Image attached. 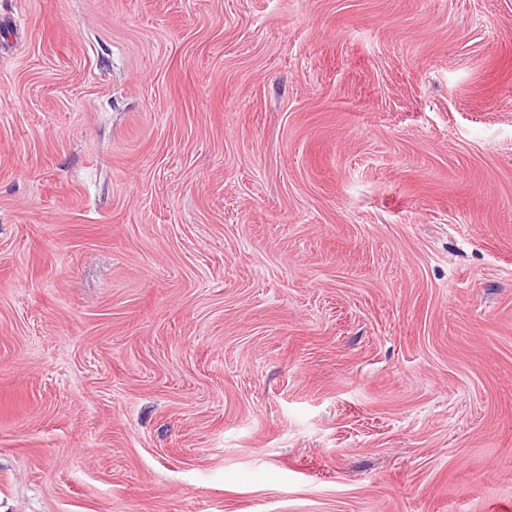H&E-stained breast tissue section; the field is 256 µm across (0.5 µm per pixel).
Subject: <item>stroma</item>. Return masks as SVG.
<instances>
[{
	"label": "stroma",
	"mask_w": 512,
	"mask_h": 512,
	"mask_svg": "<svg viewBox=\"0 0 512 512\" xmlns=\"http://www.w3.org/2000/svg\"><path fill=\"white\" fill-rule=\"evenodd\" d=\"M0 512H512V0H0Z\"/></svg>",
	"instance_id": "obj_1"
}]
</instances>
